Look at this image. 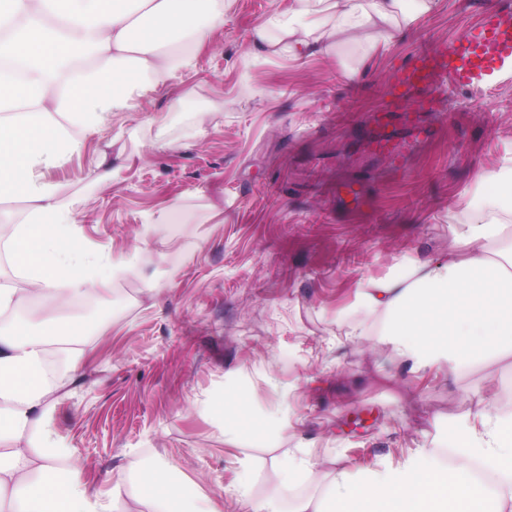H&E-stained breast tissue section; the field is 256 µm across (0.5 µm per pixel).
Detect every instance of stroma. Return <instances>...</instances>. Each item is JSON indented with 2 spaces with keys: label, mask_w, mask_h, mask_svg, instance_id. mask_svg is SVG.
Here are the masks:
<instances>
[{
  "label": "stroma",
  "mask_w": 512,
  "mask_h": 512,
  "mask_svg": "<svg viewBox=\"0 0 512 512\" xmlns=\"http://www.w3.org/2000/svg\"><path fill=\"white\" fill-rule=\"evenodd\" d=\"M287 4L229 0L195 75L141 91L136 111L115 114L111 131L50 175L87 238L112 250L109 300L88 297L83 311L86 379L53 421L96 485L136 451L199 494L231 486L238 470L213 407L237 376L261 389L255 414L288 393L303 425L279 448L344 459L356 477L454 441L477 387L493 388L498 406L512 395V364L413 378L358 293L360 280L407 262L445 264L481 175L512 162V78L451 102L405 168L368 150L364 117L389 75L416 48L460 32L473 0H437L369 48L311 58L254 48L253 25ZM175 94L185 97L179 112L168 109ZM201 110L211 124L197 136ZM98 151L116 166L111 184L86 177ZM349 181L357 200H337ZM174 200L177 221L138 246L145 215ZM359 323L364 336L345 343Z\"/></svg>",
  "instance_id": "stroma-1"
}]
</instances>
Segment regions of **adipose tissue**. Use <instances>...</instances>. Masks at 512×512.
<instances>
[{
	"label": "adipose tissue",
	"instance_id": "ef3b65f1",
	"mask_svg": "<svg viewBox=\"0 0 512 512\" xmlns=\"http://www.w3.org/2000/svg\"><path fill=\"white\" fill-rule=\"evenodd\" d=\"M401 0H291L252 30L270 54L312 57L333 42L394 39L411 23ZM224 0H0V206L23 204L22 218L0 215V249L14 280L0 281V314L35 297L60 310L107 293L109 249L88 240L75 210L40 169L65 168L135 109L136 89L164 88L194 74L201 52L224 26ZM507 174H485L488 194L472 198L477 226L457 236L442 267L411 263L361 282L383 334L415 377L445 372L481 355L512 358V237L503 236L507 203L495 194ZM91 349L81 334L58 339L55 324L0 321V512H512V414L477 392L454 453L423 448L403 465L351 481L347 468L322 472L315 452L289 448L270 466L309 491L290 508L258 496L260 469L238 458L230 493L195 497L173 467L144 468L128 454L102 489H80L83 463L58 440L52 422L84 378ZM300 419L280 409L263 425L230 421L225 442L247 433L282 439Z\"/></svg>",
	"mask_w": 512,
	"mask_h": 512
}]
</instances>
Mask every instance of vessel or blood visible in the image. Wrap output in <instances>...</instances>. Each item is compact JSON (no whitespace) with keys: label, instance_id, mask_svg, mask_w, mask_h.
I'll return each mask as SVG.
<instances>
[{"label":"vessel or blood","instance_id":"obj_1","mask_svg":"<svg viewBox=\"0 0 512 512\" xmlns=\"http://www.w3.org/2000/svg\"><path fill=\"white\" fill-rule=\"evenodd\" d=\"M512 75V9L494 5L480 11L458 34L422 46L386 80L369 151L405 165L430 136L426 118L447 110L449 94L494 91Z\"/></svg>","mask_w":512,"mask_h":512}]
</instances>
